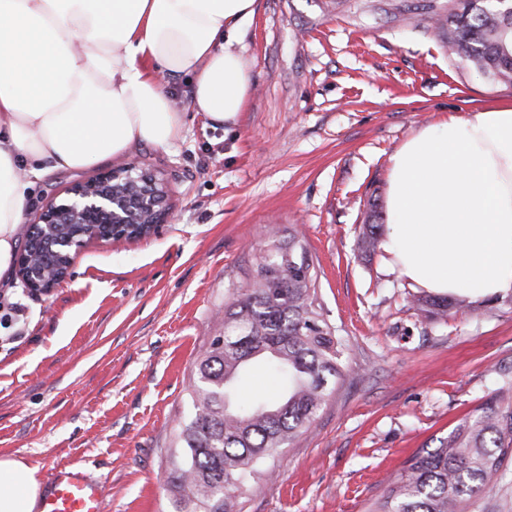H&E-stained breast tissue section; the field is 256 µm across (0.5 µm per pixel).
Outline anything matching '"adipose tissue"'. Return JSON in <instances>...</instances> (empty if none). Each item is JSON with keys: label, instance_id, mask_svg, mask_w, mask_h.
<instances>
[{"label": "adipose tissue", "instance_id": "1", "mask_svg": "<svg viewBox=\"0 0 512 512\" xmlns=\"http://www.w3.org/2000/svg\"><path fill=\"white\" fill-rule=\"evenodd\" d=\"M256 5L0 0V280L39 179L180 139L168 77H187L194 111L236 125L250 77L232 35ZM380 246L417 290L512 293V104L424 128L392 155ZM40 495L34 469L0 458V512H33Z\"/></svg>", "mask_w": 512, "mask_h": 512}]
</instances>
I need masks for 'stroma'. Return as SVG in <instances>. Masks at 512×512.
I'll return each instance as SVG.
<instances>
[{"label": "stroma", "mask_w": 512, "mask_h": 512, "mask_svg": "<svg viewBox=\"0 0 512 512\" xmlns=\"http://www.w3.org/2000/svg\"><path fill=\"white\" fill-rule=\"evenodd\" d=\"M415 2L394 18V0H259L235 36L251 94L231 128L191 111L184 78H169L182 139L128 156L169 178V223L134 242L88 243L50 295L16 278L0 300V457L42 483L57 465L106 475V512H176L169 459L194 363L225 304L292 230L350 373L242 512H366L410 455L499 386L512 371V299L430 321L385 252L356 251L412 134L512 102V88L449 57L427 0ZM88 177L47 174L27 217Z\"/></svg>", "instance_id": "1"}]
</instances>
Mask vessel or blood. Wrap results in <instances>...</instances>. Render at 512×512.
Wrapping results in <instances>:
<instances>
[{"instance_id":"obj_1","label":"vessel or blood","mask_w":512,"mask_h":512,"mask_svg":"<svg viewBox=\"0 0 512 512\" xmlns=\"http://www.w3.org/2000/svg\"><path fill=\"white\" fill-rule=\"evenodd\" d=\"M105 477L58 466L50 472L38 512H105Z\"/></svg>"}]
</instances>
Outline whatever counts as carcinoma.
Listing matches in <instances>:
<instances>
[{
  "mask_svg": "<svg viewBox=\"0 0 512 512\" xmlns=\"http://www.w3.org/2000/svg\"><path fill=\"white\" fill-rule=\"evenodd\" d=\"M448 55L493 87H512V13L480 0H457L436 13ZM376 210L362 226L358 251L381 243ZM427 319L470 306L464 294L414 296ZM343 345L324 317L315 267L303 240L273 263L262 261L243 293L224 306V323L195 365L189 389L193 414L179 433L181 453L170 461L168 483L179 512H242L252 487L273 474L267 461L308 432L348 369ZM262 363L277 380V400L241 401L236 382ZM438 445L409 457L368 512H475L478 499L512 464V375L458 422Z\"/></svg>",
  "mask_w": 512,
  "mask_h": 512,
  "instance_id": "carcinoma-1",
  "label": "carcinoma"
}]
</instances>
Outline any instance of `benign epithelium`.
<instances>
[{
    "mask_svg": "<svg viewBox=\"0 0 512 512\" xmlns=\"http://www.w3.org/2000/svg\"><path fill=\"white\" fill-rule=\"evenodd\" d=\"M167 179L134 163L110 168L66 190L23 229L18 259L25 288L49 294L69 276L75 244L145 238L170 216Z\"/></svg>",
    "mask_w": 512,
    "mask_h": 512,
    "instance_id": "7a95c632",
    "label": "benign epithelium"
}]
</instances>
